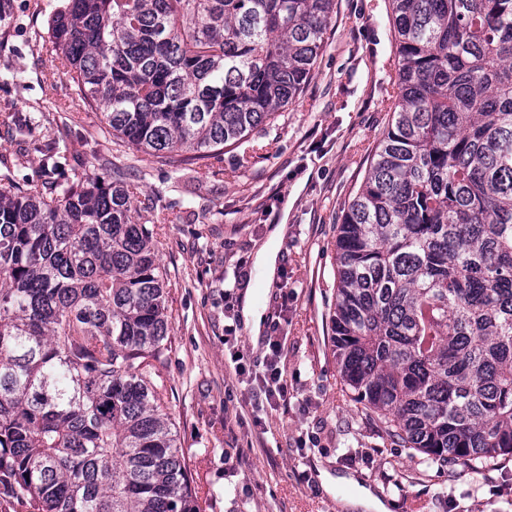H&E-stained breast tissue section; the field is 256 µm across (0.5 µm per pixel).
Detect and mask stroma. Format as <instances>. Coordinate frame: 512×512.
Listing matches in <instances>:
<instances>
[{
  "instance_id": "stroma-1",
  "label": "stroma",
  "mask_w": 512,
  "mask_h": 512,
  "mask_svg": "<svg viewBox=\"0 0 512 512\" xmlns=\"http://www.w3.org/2000/svg\"><path fill=\"white\" fill-rule=\"evenodd\" d=\"M47 0H0V173L43 177L7 123L43 116L69 164L104 181L125 172L154 200L155 252L171 327L157 365L204 512H342L330 480L356 476L401 512H512V460L479 474L437 471L391 444L338 376L330 316L336 234L388 127L397 51L390 0H335L314 75L301 97L249 138L258 155L226 150L222 175L159 163L74 105L44 39ZM20 82H6L9 74ZM285 225L277 280L258 289L261 341L241 316L256 250ZM277 336L288 403L268 404L247 380ZM240 449L244 463L224 459Z\"/></svg>"
}]
</instances>
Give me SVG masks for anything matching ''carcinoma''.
I'll return each mask as SVG.
<instances>
[{
	"instance_id": "carcinoma-1",
	"label": "carcinoma",
	"mask_w": 512,
	"mask_h": 512,
	"mask_svg": "<svg viewBox=\"0 0 512 512\" xmlns=\"http://www.w3.org/2000/svg\"><path fill=\"white\" fill-rule=\"evenodd\" d=\"M391 2L397 95L336 237V361L391 442L479 471L512 458V0ZM333 9L62 0L49 38L79 109L216 175L312 79ZM151 213L119 174H0V496L30 512H201L154 379Z\"/></svg>"
}]
</instances>
